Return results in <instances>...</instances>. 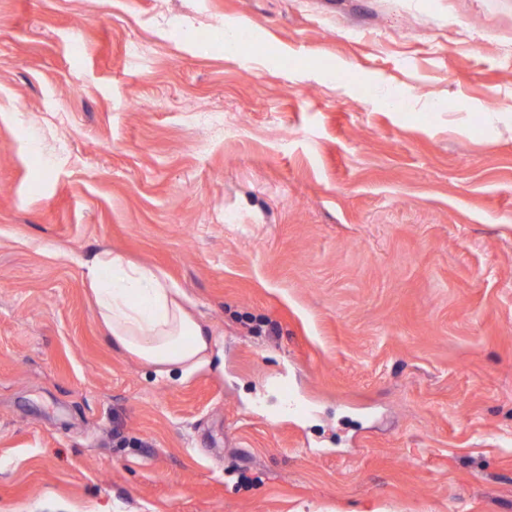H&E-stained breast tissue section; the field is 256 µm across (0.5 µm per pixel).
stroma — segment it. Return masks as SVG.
<instances>
[{"instance_id":"obj_1","label":"stroma","mask_w":512,"mask_h":512,"mask_svg":"<svg viewBox=\"0 0 512 512\" xmlns=\"http://www.w3.org/2000/svg\"><path fill=\"white\" fill-rule=\"evenodd\" d=\"M0 512H512V0H0ZM87 278L111 343L157 374L187 377L213 352V335L188 312L184 292L164 274L102 249L88 265Z\"/></svg>"}]
</instances>
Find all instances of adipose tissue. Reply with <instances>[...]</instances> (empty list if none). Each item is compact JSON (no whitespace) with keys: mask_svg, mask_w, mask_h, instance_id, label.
Returning a JSON list of instances; mask_svg holds the SVG:
<instances>
[{"mask_svg":"<svg viewBox=\"0 0 512 512\" xmlns=\"http://www.w3.org/2000/svg\"><path fill=\"white\" fill-rule=\"evenodd\" d=\"M87 278L109 340L157 374L188 376L212 353L213 335L164 274L103 249L88 265Z\"/></svg>","mask_w":512,"mask_h":512,"instance_id":"obj_1","label":"adipose tissue"}]
</instances>
